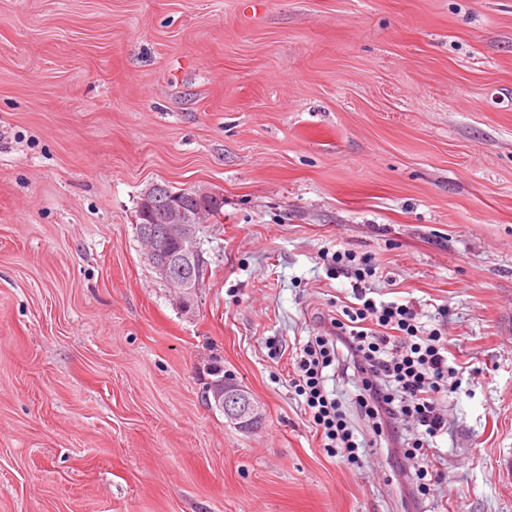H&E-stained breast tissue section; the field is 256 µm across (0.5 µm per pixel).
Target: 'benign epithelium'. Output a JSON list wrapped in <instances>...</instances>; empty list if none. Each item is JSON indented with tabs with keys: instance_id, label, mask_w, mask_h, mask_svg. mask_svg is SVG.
<instances>
[{
	"instance_id": "benign-epithelium-1",
	"label": "benign epithelium",
	"mask_w": 512,
	"mask_h": 512,
	"mask_svg": "<svg viewBox=\"0 0 512 512\" xmlns=\"http://www.w3.org/2000/svg\"><path fill=\"white\" fill-rule=\"evenodd\" d=\"M144 194L138 209V229L143 234L145 256L157 278L175 289L185 310H191L205 274L199 232L208 212L188 211L180 201L155 202ZM210 407L238 429L252 433L263 424L264 408L230 373H219L208 383Z\"/></svg>"
}]
</instances>
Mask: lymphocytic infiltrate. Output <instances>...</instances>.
Returning a JSON list of instances; mask_svg holds the SVG:
<instances>
[{"label": "lymphocytic infiltrate", "instance_id": "1", "mask_svg": "<svg viewBox=\"0 0 512 512\" xmlns=\"http://www.w3.org/2000/svg\"><path fill=\"white\" fill-rule=\"evenodd\" d=\"M335 260L352 269L356 302L308 338L296 359L294 387L326 452L354 464L364 443L327 387L331 371H349L355 402L374 437L392 444L401 464L412 465L406 481L414 500H424L437 439L448 430L440 401L460 388L466 368L447 337L419 322L411 303L368 297L363 286L376 276V266L346 248L336 250Z\"/></svg>", "mask_w": 512, "mask_h": 512}]
</instances>
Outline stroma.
<instances>
[{
	"instance_id": "35a3bbf8",
	"label": "stroma",
	"mask_w": 512,
	"mask_h": 512,
	"mask_svg": "<svg viewBox=\"0 0 512 512\" xmlns=\"http://www.w3.org/2000/svg\"><path fill=\"white\" fill-rule=\"evenodd\" d=\"M155 184L224 201L189 312L137 236ZM339 246L472 368L422 505L295 392ZM421 507L512 512V0H0V512ZM206 387L210 407L218 410L224 418L238 429L252 433L263 424L264 408L247 388L240 385L231 373H219Z\"/></svg>"
}]
</instances>
